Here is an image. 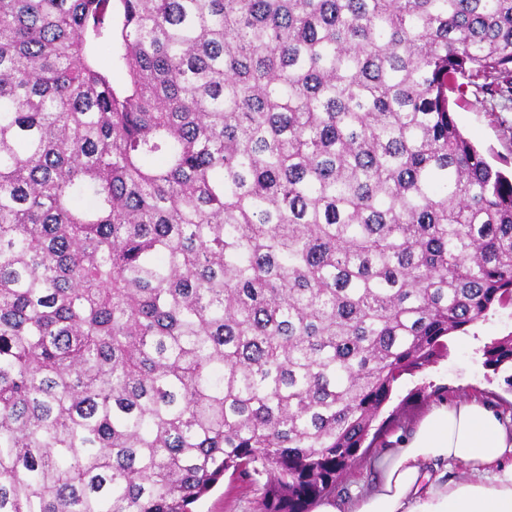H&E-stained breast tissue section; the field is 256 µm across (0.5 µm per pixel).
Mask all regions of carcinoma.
Returning <instances> with one entry per match:
<instances>
[{
  "mask_svg": "<svg viewBox=\"0 0 512 512\" xmlns=\"http://www.w3.org/2000/svg\"><path fill=\"white\" fill-rule=\"evenodd\" d=\"M470 86L512 98V0H0V512L335 492L512 302ZM265 478L227 473L193 505L194 512H256Z\"/></svg>",
  "mask_w": 512,
  "mask_h": 512,
  "instance_id": "carcinoma-1",
  "label": "carcinoma"
}]
</instances>
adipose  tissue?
Masks as SVG:
<instances>
[{
  "label": "adipose tissue",
  "instance_id": "adipose-tissue-1",
  "mask_svg": "<svg viewBox=\"0 0 512 512\" xmlns=\"http://www.w3.org/2000/svg\"><path fill=\"white\" fill-rule=\"evenodd\" d=\"M373 467L370 486L316 512H512V425L476 398L433 405Z\"/></svg>",
  "mask_w": 512,
  "mask_h": 512
}]
</instances>
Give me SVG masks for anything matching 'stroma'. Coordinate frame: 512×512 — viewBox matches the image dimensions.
I'll return each instance as SVG.
<instances>
[{
	"label": "stroma",
	"mask_w": 512,
	"mask_h": 512,
	"mask_svg": "<svg viewBox=\"0 0 512 512\" xmlns=\"http://www.w3.org/2000/svg\"><path fill=\"white\" fill-rule=\"evenodd\" d=\"M463 132L488 161L512 169V112L489 111L481 97L466 93L454 112ZM512 335V304L491 311L467 332L445 337L437 360L423 370L407 373L395 383L382 415L387 422L371 447L361 449L342 477L336 496L346 500L357 488L375 478L374 460L397 436L413 430L432 405L476 397L502 413H512V370L497 371L484 365L483 349L492 340ZM262 477L228 475L194 504V512H256Z\"/></svg>",
	"instance_id": "stroma-1"
}]
</instances>
